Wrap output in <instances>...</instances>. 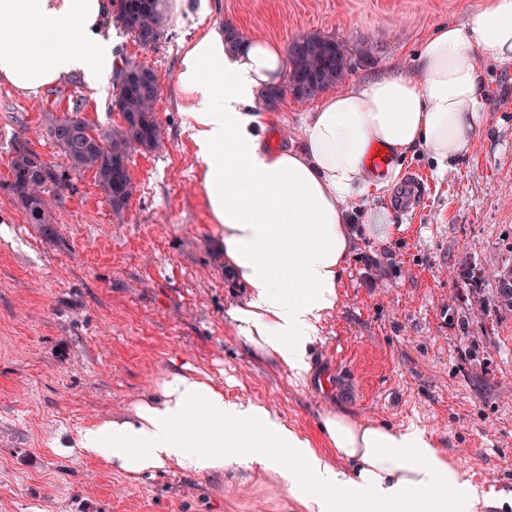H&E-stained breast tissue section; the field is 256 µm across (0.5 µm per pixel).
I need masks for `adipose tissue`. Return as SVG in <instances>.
<instances>
[{
	"instance_id": "1",
	"label": "adipose tissue",
	"mask_w": 512,
	"mask_h": 512,
	"mask_svg": "<svg viewBox=\"0 0 512 512\" xmlns=\"http://www.w3.org/2000/svg\"><path fill=\"white\" fill-rule=\"evenodd\" d=\"M111 15L112 0H0V84L35 97L77 75L99 89L114 60ZM490 64L512 69V0H485L470 24L440 26L411 73L325 98L305 118L300 146L275 149L256 101L281 80V48L250 38L230 51L214 30L187 46L177 87L224 259L247 290L230 312L243 346L294 376L309 371L358 234L385 241L399 231L383 207L353 224L358 198L383 184L368 165L371 149L422 152L447 169L482 134ZM321 432L331 455L272 409L226 401L185 366L129 415L82 429L77 445L135 475L171 463L196 474L257 463L278 471L309 512H479L491 503L427 431L329 412Z\"/></svg>"
}]
</instances>
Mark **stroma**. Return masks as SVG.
Returning a JSON list of instances; mask_svg holds the SVG:
<instances>
[{"mask_svg":"<svg viewBox=\"0 0 512 512\" xmlns=\"http://www.w3.org/2000/svg\"><path fill=\"white\" fill-rule=\"evenodd\" d=\"M483 0H168L167 37L144 47L107 21L116 61L164 80L156 118L164 139L135 153L137 191L114 214L92 172L72 176L52 234L29 223L10 183L16 146L63 165L50 119L78 113L118 126V93L80 77L29 98L0 84V512H308L278 475L231 464L195 475L176 465L131 476L74 443L93 422L127 414L190 365L226 400L258 402L327 452L319 424L357 421L433 434L465 477L512 512V312L495 302L497 270L512 268V71L490 69L475 146L437 173L423 154L395 183L359 199L403 229L359 237L341 279V306L321 325L297 377L245 350L229 315L245 290L224 262L175 75L184 47L232 24L288 47L318 33L348 45L339 89L410 72L424 39L467 24ZM318 99L284 95L265 108L272 145L299 140ZM418 208L397 212L409 174Z\"/></svg>","mask_w":512,"mask_h":512,"instance_id":"obj_1","label":"stroma"}]
</instances>
